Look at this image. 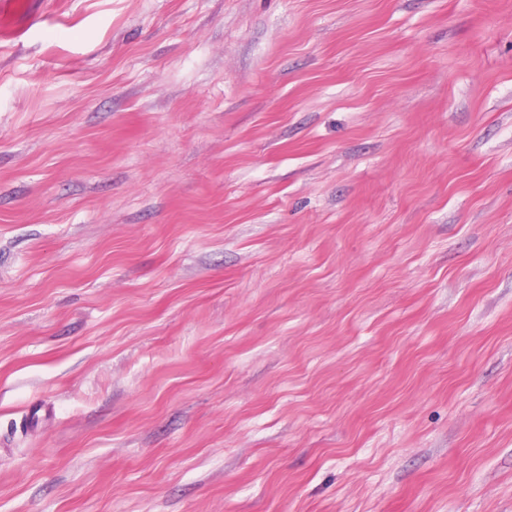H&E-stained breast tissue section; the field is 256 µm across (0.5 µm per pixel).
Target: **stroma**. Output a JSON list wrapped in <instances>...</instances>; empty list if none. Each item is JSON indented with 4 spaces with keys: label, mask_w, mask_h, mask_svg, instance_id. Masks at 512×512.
I'll return each mask as SVG.
<instances>
[{
    "label": "stroma",
    "mask_w": 512,
    "mask_h": 512,
    "mask_svg": "<svg viewBox=\"0 0 512 512\" xmlns=\"http://www.w3.org/2000/svg\"><path fill=\"white\" fill-rule=\"evenodd\" d=\"M0 512H512V0H13Z\"/></svg>",
    "instance_id": "1"
}]
</instances>
